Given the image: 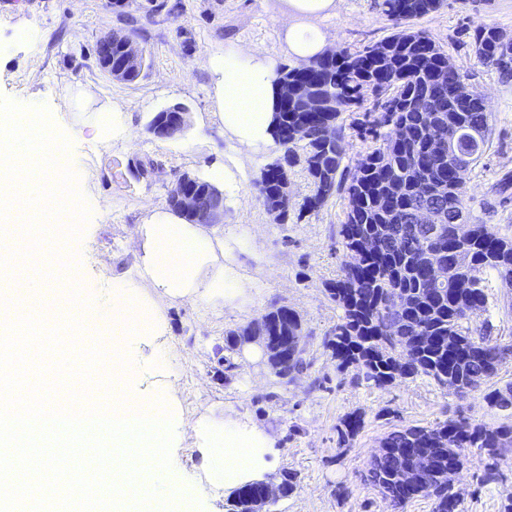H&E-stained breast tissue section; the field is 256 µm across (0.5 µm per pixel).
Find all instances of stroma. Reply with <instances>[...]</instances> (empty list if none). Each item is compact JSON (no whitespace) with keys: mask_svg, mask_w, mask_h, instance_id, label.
<instances>
[{"mask_svg":"<svg viewBox=\"0 0 512 512\" xmlns=\"http://www.w3.org/2000/svg\"><path fill=\"white\" fill-rule=\"evenodd\" d=\"M382 0H341L318 27L342 47L359 48L391 33ZM481 23L512 33V0H444L415 20V27L470 69L471 87L491 115V143L480 163L468 171L465 195L469 220L487 221L494 232L512 236V200L504 202L492 186L512 171V82L470 54V37ZM287 0H128L114 9L112 0H0V96L46 106L54 127L71 141L70 154L92 215L71 246L81 257L76 284L86 308L103 318L112 314L116 277L138 274L139 225L167 208V192L181 173L210 178L219 165L239 167L235 186L224 192V221L207 225L218 239L238 228L255 237L242 272L253 281L250 300L214 305L192 297L158 300L166 327L153 337L126 336L122 343L136 362L125 386L143 394L171 390L182 411L171 458L189 486L182 512H226L229 497L200 467L199 423L221 418L231 407L275 439L279 456L267 480L280 483L283 472L296 487L272 512H392L364 475L382 437L397 425L430 426L456 413L496 425L502 411L488 406L483 390L459 396L427 377L398 380L378 388L357 383L354 371L339 372L322 340L336 325L340 309L325 291L344 252L338 235L341 198L319 211L300 213L311 185L300 168L289 173L291 207L285 223H276L257 198L255 182L280 155L278 146L251 149L225 133L215 116V78L207 59L227 46L257 51L275 66H295L285 29ZM120 30L146 54L139 78L123 83L108 78L96 64L98 41ZM126 114L127 133L107 139L95 130L96 111L105 104ZM182 104L190 124L181 134L158 140L147 125L163 108ZM488 304L480 320L495 337H512V288L496 274L484 275ZM288 305L303 324V341L312 361L308 371L278 380L262 354L234 353L228 371L224 332L258 318L272 306ZM165 347L167 368L152 360ZM365 415V427L347 446L338 447L336 426L347 413ZM484 456L466 452L454 482L463 512H503L512 495V457L502 462L497 479L483 480ZM346 488L338 496V488Z\"/></svg>","mask_w":512,"mask_h":512,"instance_id":"obj_1","label":"stroma"}]
</instances>
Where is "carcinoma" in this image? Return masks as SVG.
I'll list each match as a JSON object with an SVG mask.
<instances>
[{
	"mask_svg": "<svg viewBox=\"0 0 512 512\" xmlns=\"http://www.w3.org/2000/svg\"><path fill=\"white\" fill-rule=\"evenodd\" d=\"M441 6V0H383L393 32L360 49L340 47L319 56L309 67H281L277 82L288 85L275 113L276 143L283 155L268 164L256 183L267 209L288 216L282 197V168L301 166L312 194L302 209L318 211L333 197L345 201L340 224L343 260L337 278L325 282L329 299L343 311L325 334L323 346L337 368L359 370L356 380L383 387L398 378L427 376L463 395L496 374L497 355L512 340L494 338L473 322L485 310L488 294L483 274L493 271L512 286V237L471 225L457 242L454 225L467 219L466 172L476 166L490 144V116L471 89L469 75L425 31L413 27ZM501 28L479 24L470 43L474 59L492 67L501 82L512 81V43L501 41ZM129 36L114 33L112 49L96 50L97 62L124 59ZM318 95L327 103L310 112L305 100ZM373 101L368 122L374 146L344 164L346 128L341 112ZM307 131L302 152L292 136ZM428 205L439 214L442 232L418 224L416 210ZM449 263L448 279L435 283L428 267ZM302 319L286 305L273 306L244 326L224 331V351L240 340L264 332L267 362L278 378L301 373L311 362L301 345ZM487 404L512 410V382L486 392ZM365 426L364 415L351 412L336 426L344 444ZM486 452L497 468L512 452V422L491 426L460 416L430 427L401 426L390 431L369 465L366 481L393 506L433 495L432 512H459L460 499L448 483L459 471L465 450ZM427 459L430 465L421 466ZM431 487L433 491L426 492ZM259 481L236 488L227 512L264 508Z\"/></svg>",
	"mask_w": 512,
	"mask_h": 512,
	"instance_id": "obj_1",
	"label": "carcinoma"
}]
</instances>
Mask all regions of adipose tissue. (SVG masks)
I'll return each instance as SVG.
<instances>
[{
  "label": "adipose tissue",
  "mask_w": 512,
  "mask_h": 512,
  "mask_svg": "<svg viewBox=\"0 0 512 512\" xmlns=\"http://www.w3.org/2000/svg\"><path fill=\"white\" fill-rule=\"evenodd\" d=\"M288 7L286 41L297 60L310 61L332 48V40L316 22L334 12L336 0H288ZM208 66L216 77L215 97L225 132L249 147L273 144L278 87L272 63L229 46L209 57ZM203 446L212 479L228 490L274 468L279 454L271 435L231 410L225 411L223 421L210 424Z\"/></svg>",
  "instance_id": "1"
}]
</instances>
